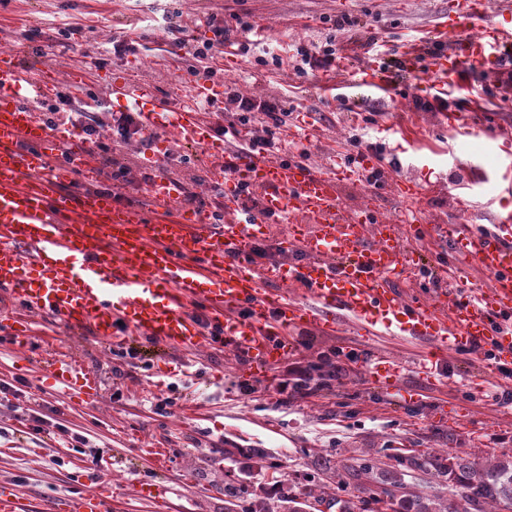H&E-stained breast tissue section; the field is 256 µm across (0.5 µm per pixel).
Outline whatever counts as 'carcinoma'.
I'll list each match as a JSON object with an SVG mask.
<instances>
[{"label":"carcinoma","mask_w":512,"mask_h":512,"mask_svg":"<svg viewBox=\"0 0 512 512\" xmlns=\"http://www.w3.org/2000/svg\"><path fill=\"white\" fill-rule=\"evenodd\" d=\"M383 458L371 450L361 452L356 462L344 471L319 464L320 480L297 494L285 491V479L278 467L272 470L273 491L279 493L286 512H308L311 503L330 505L326 482L336 481V489L346 492L339 500L340 512H377V506L389 503L393 512H505L512 506V455L479 462L459 455L406 454L400 448L389 452L381 449ZM427 467L448 483L452 494L443 498L422 491L408 490L405 476ZM224 512H270L269 503L251 496L248 488L231 481L224 482Z\"/></svg>","instance_id":"cac0c4a2"}]
</instances>
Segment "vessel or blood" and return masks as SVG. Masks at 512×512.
Instances as JSON below:
<instances>
[{
  "mask_svg": "<svg viewBox=\"0 0 512 512\" xmlns=\"http://www.w3.org/2000/svg\"><path fill=\"white\" fill-rule=\"evenodd\" d=\"M440 32L446 50L435 57L432 73L452 86L465 65L490 64L488 48L512 42V27L488 22L484 0H457ZM110 91L139 113L144 135L168 133L205 147L213 181L224 183V144L203 117L221 97L219 87L200 82L177 100L131 79L112 83ZM56 93L35 70L0 55V288L27 310L9 331L19 352L28 351L31 316L39 313L91 331L109 349L141 337L194 348L218 334L267 370L287 355L290 332L308 325L333 332L356 323L374 338L425 343L407 361L378 350L364 358L367 378L392 396L420 397L404 386L402 368L435 377L447 353L477 354L489 346L498 363L487 373L503 381L500 363L512 357L511 224L441 226L439 236L455 255L441 269L448 288L404 298L393 280L420 271L409 241L426 229L380 219L375 198L347 209L339 188L360 170L272 163L248 153L237 158L235 177L263 190L262 212L242 214L230 188L223 223L204 212H173L179 188L162 175L130 205L97 189L99 172L86 146L45 124L40 106ZM66 141L71 159L57 161ZM274 221L287 225L288 245L302 263H251L253 242ZM471 266L489 276V287L464 285ZM201 311L209 327L201 326ZM49 373L70 397L97 399V377L72 359L52 361ZM0 512H112V498L87 490L49 502L5 486Z\"/></svg>",
  "mask_w": 512,
  "mask_h": 512,
  "instance_id": "1",
  "label": "vessel or blood"
}]
</instances>
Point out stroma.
<instances>
[{"mask_svg":"<svg viewBox=\"0 0 512 512\" xmlns=\"http://www.w3.org/2000/svg\"><path fill=\"white\" fill-rule=\"evenodd\" d=\"M241 16L254 24L246 56L217 62L213 83L233 81L251 98H275L303 114L313 128L307 162L317 167L352 153L354 137L381 154L396 155L400 177L423 183L408 200L390 185L364 180L341 186L346 208L358 207L371 191L383 200L382 216L415 215L425 224H489L512 213V193L502 192V173L512 165V71L494 76L471 66L467 80L478 92L448 89V108L467 109L482 120L476 133L448 130L438 111L416 108L431 100L436 29L448 15V0H0V51L12 52L25 68L41 69L66 82L70 71L88 67L85 94L100 104L103 121L123 105L109 85L133 77L163 94L179 95L195 84L188 72L197 42L210 25ZM183 28L186 43L168 53V26ZM336 40L330 69L298 73L291 58L298 45ZM420 49L414 78L394 71L392 91L355 82L352 70ZM284 59L281 68L257 65L264 49ZM412 124L422 140L414 150L400 135L379 129ZM169 176L211 186L204 152L167 137ZM21 302L0 303V484L54 499L110 480L114 512H224V480L246 484L264 497L268 472L244 448L265 449L288 481L289 493L313 478L312 462L332 465L368 448L433 449L463 457L512 453V386H494L477 396L430 385L416 373L406 385L421 399L402 403L367 380L359 336H327L313 329L293 333L287 357L258 376L247 359L212 347L183 348L144 338L124 350L105 349L90 332L71 333L48 315L35 317L31 359L18 357L8 336ZM65 351L97 375L101 391L83 406L53 390L44 365ZM332 362L338 374L329 386L311 380L292 387L298 369ZM176 364L180 374L156 378ZM161 449L154 457L152 449ZM238 449L233 460L224 451ZM158 485L159 499L135 493Z\"/></svg>","mask_w":512,"mask_h":512,"instance_id":"35a3bbf8","label":"stroma"}]
</instances>
